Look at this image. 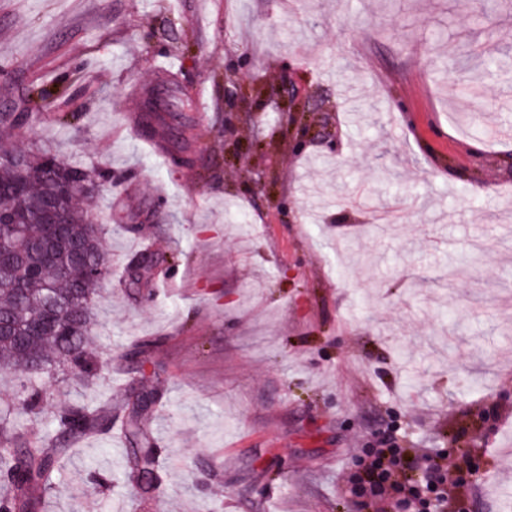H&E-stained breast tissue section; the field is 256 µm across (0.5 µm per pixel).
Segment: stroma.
Masks as SVG:
<instances>
[{"label":"stroma","instance_id":"obj_1","mask_svg":"<svg viewBox=\"0 0 512 512\" xmlns=\"http://www.w3.org/2000/svg\"><path fill=\"white\" fill-rule=\"evenodd\" d=\"M164 61L211 112L168 91L155 148L130 87ZM286 72L310 125L285 138ZM236 77L264 97L236 102ZM33 87L51 95L19 143L112 173L92 208L106 367L0 375V408L43 396L17 440L63 403L112 413L54 436L70 459L43 512H372L356 487L390 437L457 466L450 512H512V0H0V108ZM144 392L150 489L122 435Z\"/></svg>","mask_w":512,"mask_h":512}]
</instances>
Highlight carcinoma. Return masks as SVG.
Segmentation results:
<instances>
[{
	"label": "carcinoma",
	"instance_id": "obj_1",
	"mask_svg": "<svg viewBox=\"0 0 512 512\" xmlns=\"http://www.w3.org/2000/svg\"><path fill=\"white\" fill-rule=\"evenodd\" d=\"M47 92H29L17 111L0 112V134L10 133L39 111ZM102 174L45 150L35 143L7 144L0 138V248L13 259L0 264V318L12 336L0 338V372L39 377L72 364L87 377L100 370L89 337L95 326L93 301L112 269L102 233L93 224L89 187ZM154 260L141 257L129 272L137 284L151 278ZM43 401L27 392L16 407L0 410V430L16 413L33 412ZM143 410L134 406L123 433L137 446L135 478L151 485L154 456L141 428ZM70 437L106 431L112 415L89 405H65L55 419ZM67 449L29 446L0 455V501L13 512H41L40 493L54 489L53 476L63 469Z\"/></svg>",
	"mask_w": 512,
	"mask_h": 512
}]
</instances>
